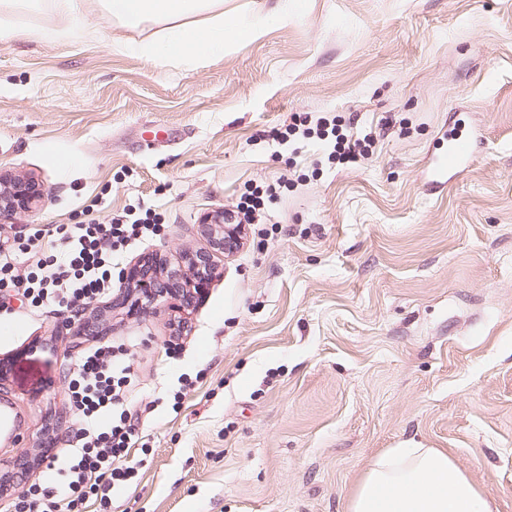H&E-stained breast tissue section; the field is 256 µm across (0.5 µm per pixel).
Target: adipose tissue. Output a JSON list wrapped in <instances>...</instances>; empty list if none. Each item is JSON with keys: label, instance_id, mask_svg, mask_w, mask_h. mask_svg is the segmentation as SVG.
<instances>
[{"label": "adipose tissue", "instance_id": "ef3b65f1", "mask_svg": "<svg viewBox=\"0 0 512 512\" xmlns=\"http://www.w3.org/2000/svg\"><path fill=\"white\" fill-rule=\"evenodd\" d=\"M64 19L66 28H40L33 36L53 41L85 36L90 9L111 16L119 28L112 50L148 62L173 61L194 68L223 57L228 39L248 36L252 25L226 18L224 0H0V41L14 39L17 19L31 7ZM154 25L152 39L133 41L123 30ZM347 512H493L467 474L437 448H390L373 458L351 498Z\"/></svg>", "mask_w": 512, "mask_h": 512}]
</instances>
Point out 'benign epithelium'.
<instances>
[{"label": "benign epithelium", "mask_w": 512, "mask_h": 512, "mask_svg": "<svg viewBox=\"0 0 512 512\" xmlns=\"http://www.w3.org/2000/svg\"><path fill=\"white\" fill-rule=\"evenodd\" d=\"M45 196L44 185L37 179L0 171V219L35 212ZM200 225L210 238V249L188 253L184 265L171 268L155 256H144L130 262L123 273L120 293L112 306L131 312L143 305H174L188 309L208 290L214 269V254L231 253L242 243L240 228L224 223V211L203 215ZM78 335L103 334L101 319L81 309L75 312Z\"/></svg>", "instance_id": "1"}]
</instances>
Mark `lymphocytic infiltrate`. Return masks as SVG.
Listing matches in <instances>:
<instances>
[{
	"mask_svg": "<svg viewBox=\"0 0 512 512\" xmlns=\"http://www.w3.org/2000/svg\"><path fill=\"white\" fill-rule=\"evenodd\" d=\"M149 218L120 215L108 223L59 224L54 230L29 228L26 236L0 225V295L25 298L30 307L52 306L64 312L99 301L112 291V257L116 251L143 243L158 232ZM62 258H54V249ZM137 377L129 353L111 346L89 348L77 360L69 382V398L78 413L80 441L62 463L61 489L31 481L17 495L16 512H82L91 497L107 499L114 486L130 482L135 469L127 459L139 430V413L126 392ZM111 413L108 429L97 420Z\"/></svg>",
	"mask_w": 512,
	"mask_h": 512,
	"instance_id": "1",
	"label": "lymphocytic infiltrate"
}]
</instances>
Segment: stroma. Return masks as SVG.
<instances>
[{"label":"stroma","instance_id":"stroma-1","mask_svg":"<svg viewBox=\"0 0 512 512\" xmlns=\"http://www.w3.org/2000/svg\"><path fill=\"white\" fill-rule=\"evenodd\" d=\"M259 18L193 69L112 51L117 28L0 44V169L46 189L14 226L152 211L123 251L178 266L206 248L199 217L279 185L243 247L218 256L174 335L167 308H100L104 337L19 297L0 312V398L25 427L0 459L63 454L77 425L70 368L106 340L135 354L146 408L110 512H345L390 448L448 451L494 512H512V0H224ZM340 117L377 132L328 162L286 125ZM455 133L470 167L428 170ZM56 442L42 445L47 423Z\"/></svg>","mask_w":512,"mask_h":512}]
</instances>
